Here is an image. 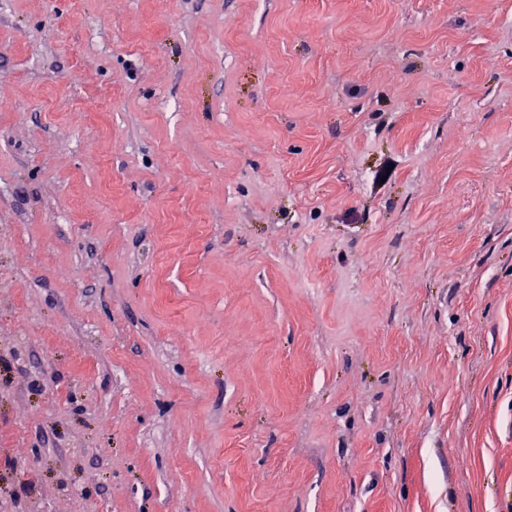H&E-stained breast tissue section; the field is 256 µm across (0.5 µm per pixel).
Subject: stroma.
Wrapping results in <instances>:
<instances>
[{
    "instance_id": "1",
    "label": "stroma",
    "mask_w": 512,
    "mask_h": 512,
    "mask_svg": "<svg viewBox=\"0 0 512 512\" xmlns=\"http://www.w3.org/2000/svg\"><path fill=\"white\" fill-rule=\"evenodd\" d=\"M1 98L0 512H512V0H0Z\"/></svg>"
}]
</instances>
